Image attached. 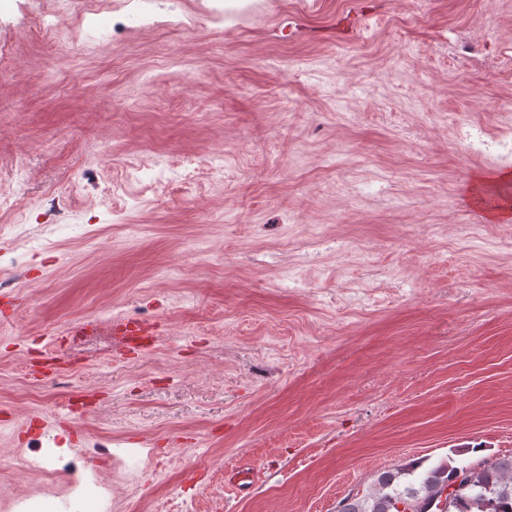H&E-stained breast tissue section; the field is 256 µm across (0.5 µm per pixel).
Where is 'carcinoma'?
I'll return each instance as SVG.
<instances>
[{
  "label": "carcinoma",
  "instance_id": "carcinoma-1",
  "mask_svg": "<svg viewBox=\"0 0 512 512\" xmlns=\"http://www.w3.org/2000/svg\"><path fill=\"white\" fill-rule=\"evenodd\" d=\"M470 447L433 463L415 460L378 473L373 488L341 499L336 512H512V454L464 463Z\"/></svg>",
  "mask_w": 512,
  "mask_h": 512
}]
</instances>
